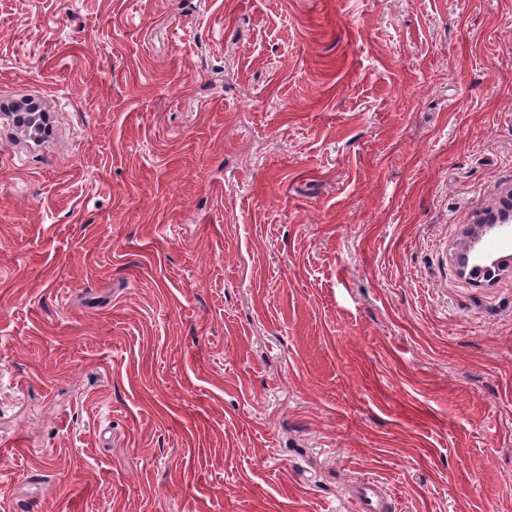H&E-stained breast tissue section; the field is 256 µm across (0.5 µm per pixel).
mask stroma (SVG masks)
<instances>
[{"label":"stroma","mask_w":512,"mask_h":512,"mask_svg":"<svg viewBox=\"0 0 512 512\" xmlns=\"http://www.w3.org/2000/svg\"><path fill=\"white\" fill-rule=\"evenodd\" d=\"M509 198L512 0H0V512H512ZM390 497L383 485L374 480L358 482L353 501L361 512H385Z\"/></svg>","instance_id":"stroma-1"}]
</instances>
